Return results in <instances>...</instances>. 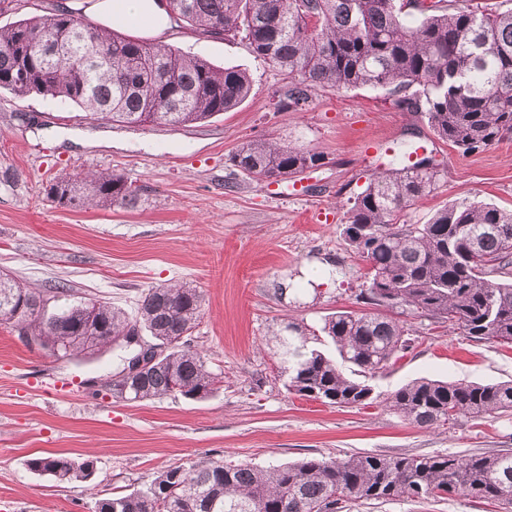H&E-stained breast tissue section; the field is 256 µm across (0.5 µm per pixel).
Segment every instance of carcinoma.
<instances>
[{"label":"carcinoma","instance_id":"1","mask_svg":"<svg viewBox=\"0 0 512 512\" xmlns=\"http://www.w3.org/2000/svg\"><path fill=\"white\" fill-rule=\"evenodd\" d=\"M171 29L202 38L242 36L259 58L288 74L277 105L303 110L324 88H380L404 112L425 117L433 133L464 154L512 136V9L478 0H177ZM251 78L219 68L163 41L108 31L83 8L58 7L0 28V88L27 97L69 101L84 118L113 123L182 126L205 122L243 102ZM303 145L247 139L232 164L256 180H281L323 165ZM421 162L373 175L349 211L344 235L366 262V309L339 310L321 332L338 358L308 347L302 325L290 321L282 339L287 390L329 406L354 408L376 399L369 384L345 371L374 376L414 344L401 312L424 316L476 340L512 344V211L482 201H453L425 224H402L403 213L430 194L439 171ZM143 187L115 172L62 174L47 195L71 208L127 209ZM0 275V326L58 357L84 352L88 330L100 346L139 329L156 340L188 336L200 318L202 295L170 284L150 288L131 319L100 301L64 303ZM203 355L179 342L147 376L123 394L142 401L180 395L197 400L220 387ZM420 428L512 412V381L412 380L384 398ZM31 469L58 483L85 482L95 462L37 457ZM462 494L512 507V451L474 454H351L303 459L270 469L207 459L175 466L129 493L95 501L94 512H349L360 502L435 499Z\"/></svg>","mask_w":512,"mask_h":512}]
</instances>
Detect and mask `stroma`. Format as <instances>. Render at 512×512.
Returning a JSON list of instances; mask_svg holds the SVG:
<instances>
[{
  "mask_svg": "<svg viewBox=\"0 0 512 512\" xmlns=\"http://www.w3.org/2000/svg\"><path fill=\"white\" fill-rule=\"evenodd\" d=\"M167 43L251 76L236 109L183 127L84 119L74 104L0 89V271L71 299L95 298L135 315L148 288L187 284L203 296L187 338L218 391L130 402L106 388L116 353L60 358L0 327V512H93L98 492H128L161 471L203 459L272 467L354 453H470L512 449V413L459 418L436 429L410 424L383 399L410 380H512V347L475 342L424 317H408L413 350L370 378L376 400L323 405L286 389L274 333L288 319L319 331L336 310H360L364 261L343 230L355 197L382 167L422 146L435 156V190L406 210L427 223L451 201L512 209V139L465 155L424 117L397 109L382 89L313 95L301 111L274 94L285 72L241 39L167 36ZM315 148L324 165L281 181H256L229 158L247 139ZM381 149L367 151L371 142ZM118 172L146 191L128 209H73L48 198L55 176ZM95 461L91 484H59L29 469L34 457ZM353 512H496L464 495L363 504Z\"/></svg>",
  "mask_w": 512,
  "mask_h": 512,
  "instance_id": "35a3bbf8",
  "label": "stroma"
}]
</instances>
